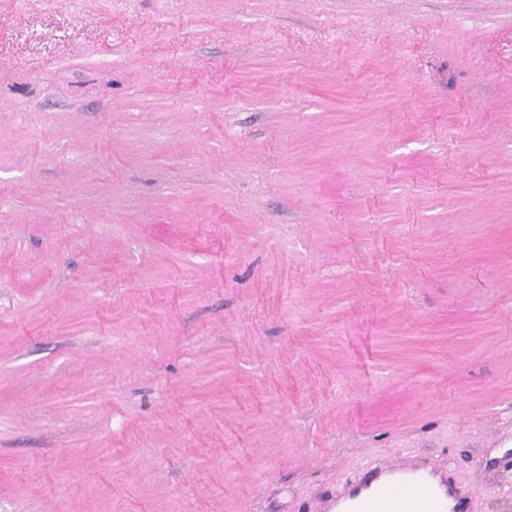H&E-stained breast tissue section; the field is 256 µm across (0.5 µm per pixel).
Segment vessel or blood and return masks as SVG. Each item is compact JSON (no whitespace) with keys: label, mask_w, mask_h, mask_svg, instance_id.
Listing matches in <instances>:
<instances>
[{"label":"vessel or blood","mask_w":512,"mask_h":512,"mask_svg":"<svg viewBox=\"0 0 512 512\" xmlns=\"http://www.w3.org/2000/svg\"><path fill=\"white\" fill-rule=\"evenodd\" d=\"M334 505L338 512H464V498L446 475L398 461L368 468Z\"/></svg>","instance_id":"obj_1"}]
</instances>
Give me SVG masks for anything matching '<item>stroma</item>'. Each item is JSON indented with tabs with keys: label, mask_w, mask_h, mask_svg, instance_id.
<instances>
[{
	"label": "stroma",
	"mask_w": 512,
	"mask_h": 512,
	"mask_svg": "<svg viewBox=\"0 0 512 512\" xmlns=\"http://www.w3.org/2000/svg\"><path fill=\"white\" fill-rule=\"evenodd\" d=\"M512 512V0H0V512ZM333 507L338 512H464V497L448 485V476L442 473L383 461L346 487Z\"/></svg>",
	"instance_id": "1"
}]
</instances>
